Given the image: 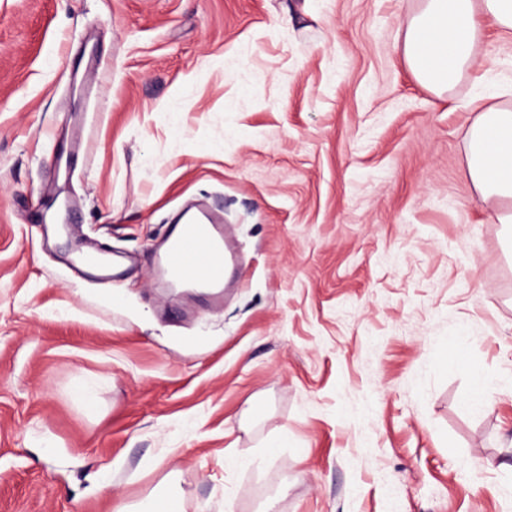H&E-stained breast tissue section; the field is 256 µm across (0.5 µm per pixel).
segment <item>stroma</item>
I'll use <instances>...</instances> for the list:
<instances>
[{
    "label": "stroma",
    "instance_id": "obj_1",
    "mask_svg": "<svg viewBox=\"0 0 512 512\" xmlns=\"http://www.w3.org/2000/svg\"><path fill=\"white\" fill-rule=\"evenodd\" d=\"M417 8L0 0V512H512V228L468 169L512 35L437 94ZM194 203L218 308L155 273ZM76 260L77 263L89 274L112 281L118 277L117 265L94 249L83 252Z\"/></svg>",
    "mask_w": 512,
    "mask_h": 512
}]
</instances>
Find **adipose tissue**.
I'll return each mask as SVG.
<instances>
[{"mask_svg": "<svg viewBox=\"0 0 512 512\" xmlns=\"http://www.w3.org/2000/svg\"><path fill=\"white\" fill-rule=\"evenodd\" d=\"M512 32V0H420L404 57L425 88L443 92L475 62L484 23ZM469 174L491 205L512 200V109L478 112L469 132Z\"/></svg>", "mask_w": 512, "mask_h": 512, "instance_id": "obj_1", "label": "adipose tissue"}]
</instances>
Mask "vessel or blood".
I'll use <instances>...</instances> for the list:
<instances>
[{
    "instance_id": "vessel-or-blood-1",
    "label": "vessel or blood",
    "mask_w": 512,
    "mask_h": 512,
    "mask_svg": "<svg viewBox=\"0 0 512 512\" xmlns=\"http://www.w3.org/2000/svg\"><path fill=\"white\" fill-rule=\"evenodd\" d=\"M78 264L89 274L117 278V265L96 250L80 253ZM228 258L222 219L191 215L176 225L162 245L158 274L169 287L191 285L211 291L224 286Z\"/></svg>"
}]
</instances>
